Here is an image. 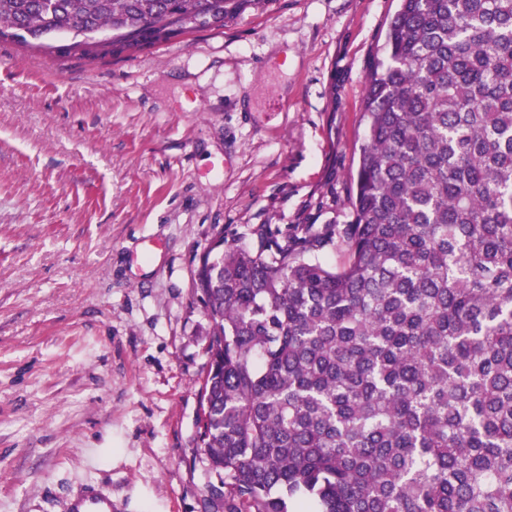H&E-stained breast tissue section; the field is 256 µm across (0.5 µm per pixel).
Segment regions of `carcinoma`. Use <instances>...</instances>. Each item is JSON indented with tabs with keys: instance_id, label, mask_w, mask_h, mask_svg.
I'll return each mask as SVG.
<instances>
[{
	"instance_id": "obj_1",
	"label": "carcinoma",
	"mask_w": 512,
	"mask_h": 512,
	"mask_svg": "<svg viewBox=\"0 0 512 512\" xmlns=\"http://www.w3.org/2000/svg\"><path fill=\"white\" fill-rule=\"evenodd\" d=\"M251 2L0 0V39L114 54ZM384 52L351 223L221 238L194 280L205 512H512V0H400Z\"/></svg>"
}]
</instances>
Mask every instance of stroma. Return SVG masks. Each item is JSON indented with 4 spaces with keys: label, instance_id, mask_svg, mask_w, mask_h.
<instances>
[{
    "label": "stroma",
    "instance_id": "1",
    "mask_svg": "<svg viewBox=\"0 0 512 512\" xmlns=\"http://www.w3.org/2000/svg\"><path fill=\"white\" fill-rule=\"evenodd\" d=\"M398 4L253 0L96 58L0 41V512H201L198 257L350 222Z\"/></svg>",
    "mask_w": 512,
    "mask_h": 512
}]
</instances>
